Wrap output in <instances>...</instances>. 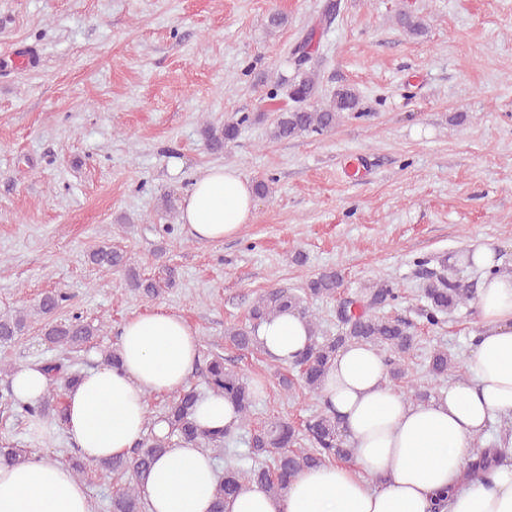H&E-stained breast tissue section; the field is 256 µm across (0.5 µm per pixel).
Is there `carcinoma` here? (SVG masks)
<instances>
[{
  "instance_id": "carcinoma-1",
  "label": "carcinoma",
  "mask_w": 512,
  "mask_h": 512,
  "mask_svg": "<svg viewBox=\"0 0 512 512\" xmlns=\"http://www.w3.org/2000/svg\"><path fill=\"white\" fill-rule=\"evenodd\" d=\"M397 24L412 35H420L425 30L424 22L406 11L397 14ZM314 37L315 32L311 31L294 47L289 58L292 75H282L277 82V85L288 88V98L293 106L277 112L269 130L273 140L288 141L303 135L328 132L336 127L343 113L359 110V96L348 87L336 90L329 101H320L319 86L313 76L316 65L314 54L318 51ZM247 120L245 116L218 127L206 124L201 129L202 137L210 149L221 150L225 144L237 138L240 125ZM89 259L104 272H124L127 286L146 295H156L162 288L173 285L174 276L171 273L163 281L143 277L132 258L121 249L104 246L91 252ZM339 286V273L333 269L324 270L308 281L304 295L330 299L336 295ZM421 297L425 300L423 317L431 325L440 323L445 316L475 299L469 285L443 270L425 271ZM399 298L400 289L384 280L376 283L365 289L362 296L344 300L336 312V335L320 338L317 317L306 310L303 295L288 288H271L252 302L247 323L228 329L225 337L240 349L261 353L263 349L254 335L256 325L281 313L295 311L307 319L312 336L311 344L294 363L309 391L319 392L324 375L337 353L351 344L375 348L384 357L387 378L395 383L407 384L408 370L402 363V357L415 347L412 325L404 319L381 314ZM68 300L69 296L63 292L48 293L40 300L37 312L50 315ZM25 327L26 319L23 316L0 314V345L15 341ZM98 332L99 328L75 315L64 323L49 327L45 339L55 347L80 350ZM44 369L51 376V388L37 405L22 404L20 408L30 416H43L53 411L61 417L64 391L78 381L80 375L66 372L63 363L56 360L44 363ZM455 371L457 362L448 350L435 349L431 352L428 373L434 380L445 379ZM206 383L212 393L220 394L235 404L240 425L250 420L255 403V388L226 368L224 358L217 356L209 361ZM199 398L200 395L193 389L179 393L162 415L170 428L167 434L160 436L151 430L136 442L129 455L115 456L99 463L103 469L131 476L128 483L113 492L112 512H145L146 503L139 490V481L153 462L174 445V440L194 448L224 450V441L230 440L233 432L207 430L199 426L194 419L195 405ZM353 452L341 421L327 408L312 416L301 431L284 420H270L254 431L250 438L249 457L257 459V463L246 469L231 465L224 468L210 512H224V500L236 494L245 483L255 484L270 494L280 495L286 492L289 482L300 471L348 458ZM511 454L512 449L495 443L481 449L470 457L466 478L481 480L487 477ZM30 455L31 451L26 448H14L8 443L0 445V461L3 463L20 464L27 461Z\"/></svg>"
}]
</instances>
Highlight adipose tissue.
<instances>
[{
    "mask_svg": "<svg viewBox=\"0 0 512 512\" xmlns=\"http://www.w3.org/2000/svg\"><path fill=\"white\" fill-rule=\"evenodd\" d=\"M252 183L232 165H214L193 178L180 222L198 242L237 236L252 221ZM459 264L485 275L476 307L480 329L467 358L474 376L456 379L425 402H410L385 383L382 356L368 347L343 349L320 395L342 421L354 454L301 471L285 495L247 484L224 512H430L447 492L448 512H512V466L486 480L464 478L474 438L496 418H512V272L501 270L490 246L471 245ZM256 336L278 363L291 365L311 342L305 319L283 313ZM198 331L176 310L147 307L121 327L117 365L89 370L63 395L64 429L92 464L128 454L147 432L149 396L184 389L199 360ZM17 399L32 403L51 386L41 366L23 364L10 375ZM220 471L208 451L174 445L152 466L140 490L148 512H210ZM0 512H92L83 480L67 461L32 452L21 464L0 465Z\"/></svg>",
    "mask_w": 512,
    "mask_h": 512,
    "instance_id": "obj_1",
    "label": "adipose tissue"
}]
</instances>
